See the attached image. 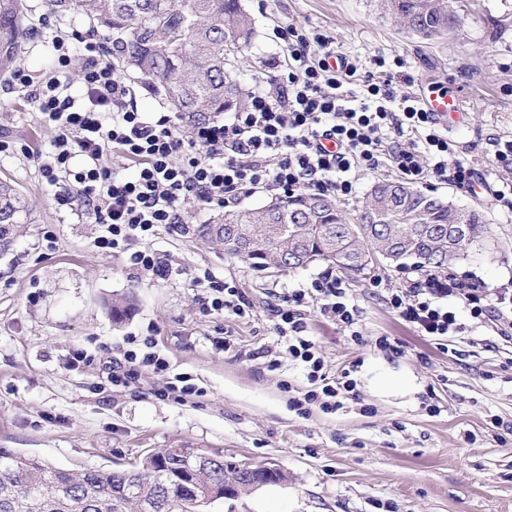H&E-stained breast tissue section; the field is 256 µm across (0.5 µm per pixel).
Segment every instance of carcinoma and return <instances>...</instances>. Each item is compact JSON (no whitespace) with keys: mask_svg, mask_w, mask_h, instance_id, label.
Listing matches in <instances>:
<instances>
[{"mask_svg":"<svg viewBox=\"0 0 512 512\" xmlns=\"http://www.w3.org/2000/svg\"><path fill=\"white\" fill-rule=\"evenodd\" d=\"M407 32L434 39L459 31L453 0H382ZM50 11L74 15L112 41L122 72L164 96L188 128L244 105L237 81L224 74V53L250 46L254 27L239 0H48ZM26 0H0V73L12 70L27 35ZM275 207L227 210L218 224L196 228L201 239L253 267L295 271L324 264L341 273L365 274L373 252L389 253L398 271L445 275L468 251L484 244L491 227L479 210L448 202L399 181H379L357 213L345 212L330 195L275 197ZM33 203L11 182L0 180V240L32 223ZM464 224L468 235L448 247L434 225ZM310 263L280 266L295 241ZM201 448H163L145 455L132 470L71 471L46 458L0 448V512H147L165 491L178 493L183 475H193L205 495L224 498V470L200 465Z\"/></svg>","mask_w":512,"mask_h":512,"instance_id":"obj_1","label":"carcinoma"}]
</instances>
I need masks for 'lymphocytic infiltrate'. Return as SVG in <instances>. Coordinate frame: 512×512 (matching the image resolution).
Segmentation results:
<instances>
[{
  "instance_id": "f902f5d3",
  "label": "lymphocytic infiltrate",
  "mask_w": 512,
  "mask_h": 512,
  "mask_svg": "<svg viewBox=\"0 0 512 512\" xmlns=\"http://www.w3.org/2000/svg\"><path fill=\"white\" fill-rule=\"evenodd\" d=\"M274 36L287 70L275 92L252 90L243 111L188 133L174 113L139 112L99 40L83 39L77 57L65 41L55 40L54 67L38 79L24 66L13 68L11 89L24 95L55 133L50 149L34 158L38 170L59 205L82 200L100 224L93 241L97 252L128 254L134 268L163 279L169 267L148 242L160 227L182 228L189 206H221L260 190L349 199L355 193L352 172L385 165L409 184L434 180L472 190L477 169L461 158L454 140L437 130L433 113L419 100L397 95L384 60H377L376 70L362 73L327 36L309 35L292 24L278 27ZM313 42L319 52H310ZM75 64L82 83L77 96L65 81ZM114 151L135 163V176L122 177L102 165L103 156ZM203 280L209 290L205 310L237 317L248 312L233 283L216 281L208 272ZM389 302L419 335L435 340L464 333L456 311L460 304L471 318L512 334V295L477 281L428 276L392 292ZM309 303L351 333L357 330L358 308L328 270L309 287L288 291L275 309V329L311 384L303 400H292V407L316 403L333 412L354 396L356 383L329 376L309 337L303 311ZM143 344L113 362V385L128 384L144 366L166 371L152 339L144 338Z\"/></svg>"
}]
</instances>
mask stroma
Wrapping results in <instances>:
<instances>
[{
  "label": "stroma",
  "mask_w": 512,
  "mask_h": 512,
  "mask_svg": "<svg viewBox=\"0 0 512 512\" xmlns=\"http://www.w3.org/2000/svg\"><path fill=\"white\" fill-rule=\"evenodd\" d=\"M255 36L249 49L228 54L225 68L242 91L275 90L283 55L277 26L320 32L338 51L371 70L392 61L398 95L440 89L463 96L469 110L446 132L462 156L488 180L512 179L490 139H512V0H454L458 33L426 40L403 31L380 0H240ZM27 37L19 62L41 75L52 65L55 38L89 36L87 22L50 14L44 0H27ZM0 131L32 151L54 136L26 97L0 76ZM0 177L34 203V221L0 241V448L32 453L79 471L132 467L160 448L220 451L252 467L275 465L288 479L212 504L208 512H512V335L479 327L452 341L417 334L386 302L408 273L378 271L347 279L360 311L359 337L325 320L318 306L305 313L330 373L350 371L356 399L343 409L301 414L289 400L311 384L275 330L284 293L309 286L312 266L282 274L160 227L148 246L167 259L158 279L130 270L124 254L103 255L100 231L81 207L58 205L32 160L0 154ZM423 191L461 207L480 208L491 235L452 268L487 288L512 289V215L490 192L470 194L431 181ZM54 241H46V232ZM235 283L250 305L244 317L203 311L195 279L203 271ZM132 310L112 320L113 296ZM154 327V350L168 369L142 368L113 386L106 363L122 359L131 336ZM388 337L397 353L380 351ZM230 340V349L220 347ZM87 356L79 366L74 350ZM383 371L411 378V390L385 393ZM185 376L195 392L166 393Z\"/></svg>",
  "instance_id": "35a3bbf8"
}]
</instances>
